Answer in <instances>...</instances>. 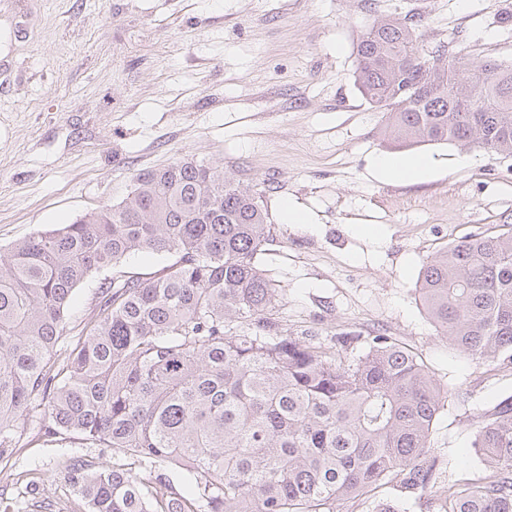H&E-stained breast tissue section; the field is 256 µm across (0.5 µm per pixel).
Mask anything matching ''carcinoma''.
<instances>
[{
    "mask_svg": "<svg viewBox=\"0 0 512 512\" xmlns=\"http://www.w3.org/2000/svg\"><path fill=\"white\" fill-rule=\"evenodd\" d=\"M354 79L383 113V140L512 158V64L429 46L413 17L385 15L356 45ZM269 225L235 173L177 158L135 173L119 204L0 252V457L41 407L47 440L76 435L152 465L72 459L62 480L80 512H334L385 484L436 486L445 512H512V399L472 441L485 470L437 485L433 372L388 336L348 360L357 336L331 352L274 331L277 291L257 262ZM135 253L170 263L106 277ZM102 274L91 318L58 353L74 291ZM418 292L450 346L512 364V230L438 251ZM165 464L194 477L192 494Z\"/></svg>",
    "mask_w": 512,
    "mask_h": 512,
    "instance_id": "1",
    "label": "carcinoma"
}]
</instances>
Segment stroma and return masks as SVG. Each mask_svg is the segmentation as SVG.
Wrapping results in <instances>:
<instances>
[{"instance_id": "stroma-1", "label": "stroma", "mask_w": 512, "mask_h": 512, "mask_svg": "<svg viewBox=\"0 0 512 512\" xmlns=\"http://www.w3.org/2000/svg\"><path fill=\"white\" fill-rule=\"evenodd\" d=\"M512 0H0V249L119 204L134 172L189 157L236 171L272 222L261 265L280 333L331 348L345 334L391 337L447 394L431 432L440 482L483 466L478 421L512 396V364L448 346L418 294L427 258L462 237L512 228V158L447 144L385 145L382 115L354 84V48L382 14H414L428 45L512 63ZM425 158L407 180L379 156ZM468 165H460V158ZM306 223H288L285 206ZM0 459L10 512H65L61 475L107 448L61 445L19 423ZM441 512L435 489L392 487L336 512Z\"/></svg>"}]
</instances>
